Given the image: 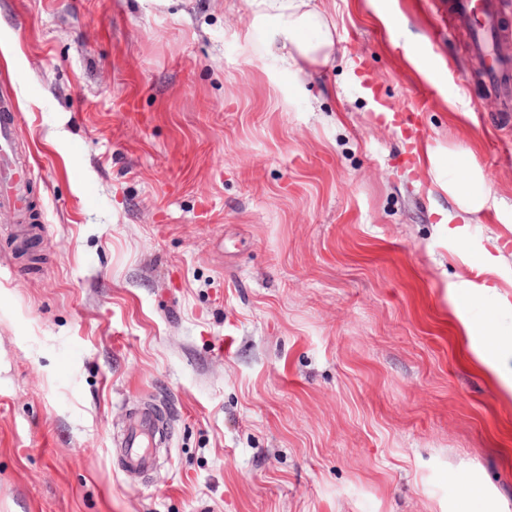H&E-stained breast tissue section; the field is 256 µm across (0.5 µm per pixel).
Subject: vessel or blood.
<instances>
[{"label": "vessel or blood", "instance_id": "vessel-or-blood-1", "mask_svg": "<svg viewBox=\"0 0 512 512\" xmlns=\"http://www.w3.org/2000/svg\"><path fill=\"white\" fill-rule=\"evenodd\" d=\"M450 15L453 21L467 26L469 51L485 63L484 81L495 91L503 107H511L512 56L506 55L503 48L512 39V0H453ZM361 87L375 103L377 120L394 129L406 161H414L426 139L422 114L430 88H423L410 108L398 110L381 97L378 84L369 73H362ZM18 124L19 114L13 102L0 100V206L23 216L30 204L26 167L17 161L14 152ZM151 433V416L135 414L121 441L128 450L126 466L129 470L145 471L152 467Z\"/></svg>", "mask_w": 512, "mask_h": 512}]
</instances>
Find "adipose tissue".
Listing matches in <instances>:
<instances>
[{
  "instance_id": "adipose-tissue-1",
  "label": "adipose tissue",
  "mask_w": 512,
  "mask_h": 512,
  "mask_svg": "<svg viewBox=\"0 0 512 512\" xmlns=\"http://www.w3.org/2000/svg\"><path fill=\"white\" fill-rule=\"evenodd\" d=\"M256 21L267 31L268 41L293 50L297 74L306 67L328 64L335 48L334 29L312 4V0H247ZM448 191L463 212H480L490 195V188L480 168H466L449 180Z\"/></svg>"
}]
</instances>
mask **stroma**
I'll list each match as a JSON object with an SVG mask.
<instances>
[{"label":"stroma","mask_w":512,"mask_h":512,"mask_svg":"<svg viewBox=\"0 0 512 512\" xmlns=\"http://www.w3.org/2000/svg\"><path fill=\"white\" fill-rule=\"evenodd\" d=\"M315 4L299 78L246 0H0L36 225L0 208V512H512V111L429 0ZM363 69L435 85L437 168ZM148 400L170 439L127 473ZM361 78V88L375 102L373 112L377 113L376 119L387 122L394 129L402 143L405 160L414 161L419 157L422 144L426 139L422 112L426 109L432 88L425 86L410 108L396 110L381 97L376 80L368 72H362ZM490 192L487 179L478 167H467L459 178L448 180V193L459 200L460 209L467 214L480 212ZM152 418L146 413H136L127 426L121 445L128 448L126 467L131 471H146L153 466L150 454Z\"/></svg>","instance_id":"35a3bbf8"}]
</instances>
